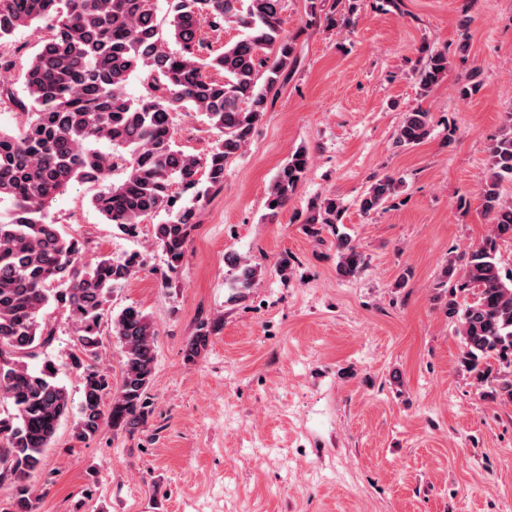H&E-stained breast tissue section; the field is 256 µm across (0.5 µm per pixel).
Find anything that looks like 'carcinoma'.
<instances>
[{
  "mask_svg": "<svg viewBox=\"0 0 512 512\" xmlns=\"http://www.w3.org/2000/svg\"><path fill=\"white\" fill-rule=\"evenodd\" d=\"M281 11L282 0H165L163 9L159 0H0V42L22 27L39 35L38 49L20 75L27 101L15 99L13 81L5 80L15 62L0 56V103L18 109L12 127L0 126V407L7 406L0 412V480L14 483L0 512H36L33 480L72 410L60 366L48 359L38 367L30 364L52 341L47 306L66 308L76 332L67 367L78 373L83 396L73 439L84 442L105 428L131 433L149 413L157 333L148 315L127 307L112 317V335L122 350L117 392L98 363L105 306L143 260L132 253L86 261V243L47 222V205L76 181L103 183L121 170L122 180L94 195L92 206L124 234L166 214L154 225V240L168 273H177L204 195L199 173L211 187L224 183L225 163L246 145L267 93L295 62ZM224 23L247 34L221 51H205L202 27ZM170 41L179 51L167 49ZM133 73L143 77L146 89L135 99L125 90ZM447 73V53L429 54L419 72L421 88L429 92ZM182 110L201 114L221 133L203 159L180 149L172 137L171 113ZM430 131L431 113L417 108L405 113L396 144L417 146ZM99 142L112 151L95 149ZM307 170L306 151H295L269 188L271 215L288 204ZM507 181L511 112L490 145L479 189L481 215L493 230L472 247L463 266L448 259L441 277L449 284L448 317L459 322L465 367L480 382L497 372V395L512 402V274L502 272L497 258L498 240L512 236ZM397 189L389 176L377 180L359 197L360 211L382 209ZM340 212L332 198L311 206L308 231L335 223ZM336 252L340 274L353 276L364 268L365 256L348 236L337 238ZM258 275V266L236 262L228 282L231 298L244 297Z\"/></svg>",
  "mask_w": 512,
  "mask_h": 512,
  "instance_id": "1",
  "label": "carcinoma"
}]
</instances>
